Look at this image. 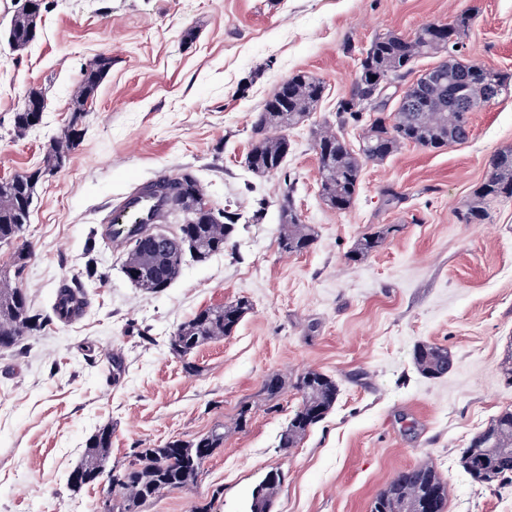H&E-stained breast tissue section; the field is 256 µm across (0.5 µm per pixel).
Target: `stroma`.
Wrapping results in <instances>:
<instances>
[{
  "label": "stroma",
  "instance_id": "1",
  "mask_svg": "<svg viewBox=\"0 0 512 512\" xmlns=\"http://www.w3.org/2000/svg\"><path fill=\"white\" fill-rule=\"evenodd\" d=\"M31 46L0 45V181L35 168L66 126L81 65L108 52L80 142L36 186L21 240L31 258L13 266L0 247V280L50 312L60 286L95 258L83 318H59L12 349L0 348V512H99L106 486L67 479L89 437L110 426V461L134 449L191 440L218 428L224 443L188 486L141 512H245L268 473L282 475L273 512H370L396 472L424 461L451 486L448 512H512V486H475L459 463L470 439L512 406L501 374L512 354V200L489 219L460 214L497 152L512 150V90L473 112L461 145L402 146L364 164L344 211L319 196L314 137L332 119L357 71V51L378 34L472 17L465 59L512 75V0H47ZM309 73L324 94L288 130L283 174L258 176L245 159L253 121L284 79ZM42 91L41 124L26 136L11 116ZM192 173L209 203L236 213L225 251L186 258L164 291L136 288L122 271L123 243L104 221L137 185ZM316 241L280 253L284 176ZM393 187L399 204H385ZM266 200L257 212V200ZM387 229L361 263L347 252ZM252 307L231 335L200 346L187 373L168 340L198 310L238 298ZM447 347L456 365L427 378L415 346ZM314 369L339 388L334 407L297 447L279 438L299 403L297 373ZM286 380L277 397L267 376ZM246 426H238L241 409Z\"/></svg>",
  "mask_w": 512,
  "mask_h": 512
}]
</instances>
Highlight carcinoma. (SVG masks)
<instances>
[{
    "mask_svg": "<svg viewBox=\"0 0 512 512\" xmlns=\"http://www.w3.org/2000/svg\"><path fill=\"white\" fill-rule=\"evenodd\" d=\"M40 15L19 9L11 18L7 30L14 50L22 52L32 43L29 30L38 26ZM470 16L461 14L441 26L426 24L414 32V38L387 32L377 35L369 46L360 50L359 68L364 82L351 86L350 95L341 99L335 118L324 122L316 132L314 147L328 139V152L318 153L320 195L341 203L348 209L360 188V173L366 162H382L405 144L426 149H440L450 143H464L469 139L470 110L459 101L480 98L486 85L493 83L504 92L512 85V77L497 70L465 63L454 56L455 46L468 29ZM448 30V60L443 63L447 75L455 80V96H450L446 85L430 83L417 87L407 82L418 58L434 53L438 48V29ZM112 68V56L98 53L80 70V82L72 98L68 126L47 147L39 166L0 182V246L15 247L13 263L16 269L25 267L30 251L19 243L25 224L30 222L35 187L41 176L62 168L81 137L80 126L87 116V101L94 98L102 79ZM407 88L406 97L413 100L407 107H399L384 115L388 100L401 88ZM323 83L312 75L296 77L291 93L283 98L273 92L255 116V139L251 149L249 169L258 175L268 167L284 169L288 141L266 135L273 122L287 126L304 122L316 111L318 94ZM27 101L13 112L12 127L18 138L41 124L43 116L25 111ZM346 127H367L371 134L354 150L338 137L336 130ZM200 188L194 175L181 173L164 184L168 215H175L174 224L185 225L189 216L179 208L182 194ZM293 181H288L280 203V230L278 248L283 253L300 254L310 250L315 237L309 225L302 223L293 206ZM512 199V150L498 153L484 182L473 192L465 205L462 218L467 223L482 222L489 217L491 207ZM193 230L198 245L186 247L179 255L154 253L149 250L128 252L123 265L134 269H148L153 277L141 279L143 289L158 293L171 286L181 273L185 256L199 261L224 251L231 239V225L224 223L195 224ZM387 231L380 230L361 237L347 253V260L359 263L383 243ZM249 304L237 300L223 306L207 307L181 323L170 336L168 351L184 361L189 373L198 372L197 365L188 356L201 345L221 336H229L236 329ZM45 320L34 312L26 294L20 288H0V348L17 346L26 337L40 331ZM414 364L418 372L429 378L447 374L453 365L448 349L436 344H420L414 350ZM294 388L300 401L279 439V447L295 448L306 434L334 407L338 388L329 375L317 370H304L296 376ZM224 444V433L216 429L193 440H173L160 448H136L133 460L119 469L107 468L112 448V429L104 426L93 434L86 444L80 465L69 476L68 483L80 489L84 482L98 473L108 471L112 478V492L120 500L112 504L114 512H138L145 502L166 491L181 489L192 483L206 459ZM460 464L471 480L487 488L512 485V407L502 410L481 431L475 434L463 449ZM280 474L269 473L253 490L249 512H267L272 507L271 496L280 486ZM448 483L430 463H421L399 471L388 486L373 499L370 512H413L418 502L428 499L435 512H446Z\"/></svg>",
    "mask_w": 512,
    "mask_h": 512,
    "instance_id": "carcinoma-1",
    "label": "carcinoma"
}]
</instances>
